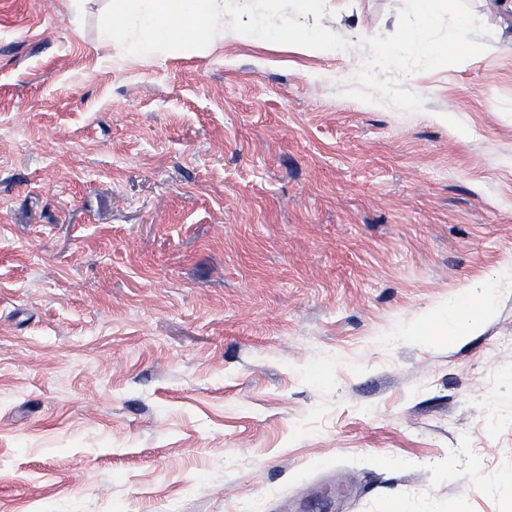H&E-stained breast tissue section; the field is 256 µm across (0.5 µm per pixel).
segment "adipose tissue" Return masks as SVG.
<instances>
[{
  "label": "adipose tissue",
  "instance_id": "obj_1",
  "mask_svg": "<svg viewBox=\"0 0 512 512\" xmlns=\"http://www.w3.org/2000/svg\"><path fill=\"white\" fill-rule=\"evenodd\" d=\"M137 28L145 54L209 49L224 37L223 0H107L99 29L109 41L128 26Z\"/></svg>",
  "mask_w": 512,
  "mask_h": 512
}]
</instances>
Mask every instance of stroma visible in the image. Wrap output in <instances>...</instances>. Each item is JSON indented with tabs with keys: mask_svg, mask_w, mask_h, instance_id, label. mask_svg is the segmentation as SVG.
Returning <instances> with one entry per match:
<instances>
[{
	"mask_svg": "<svg viewBox=\"0 0 512 512\" xmlns=\"http://www.w3.org/2000/svg\"><path fill=\"white\" fill-rule=\"evenodd\" d=\"M491 3L317 0L306 51L296 0H224L145 54L105 0H0V512H512ZM477 282L478 333L404 337Z\"/></svg>",
	"mask_w": 512,
	"mask_h": 512,
	"instance_id": "35a3bbf8",
	"label": "stroma"
}]
</instances>
